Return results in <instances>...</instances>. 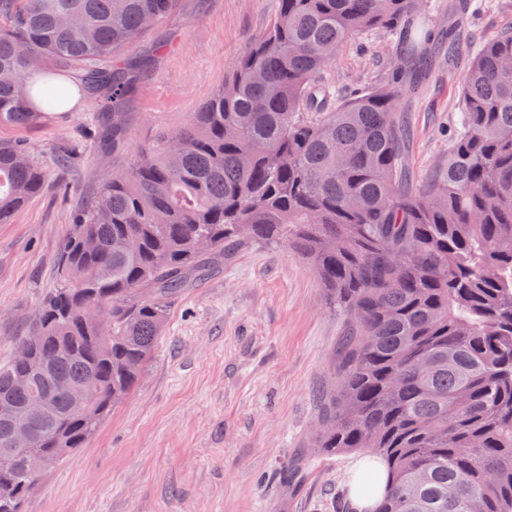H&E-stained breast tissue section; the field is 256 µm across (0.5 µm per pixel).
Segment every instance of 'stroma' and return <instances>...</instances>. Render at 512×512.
Wrapping results in <instances>:
<instances>
[{
	"mask_svg": "<svg viewBox=\"0 0 512 512\" xmlns=\"http://www.w3.org/2000/svg\"><path fill=\"white\" fill-rule=\"evenodd\" d=\"M479 5L467 23L470 56L512 26V0ZM277 9L278 0H178L123 51L149 64L123 104L120 140L88 93L73 110L0 127V141L24 144L48 172L41 192L0 224V363L55 288L59 244L75 214L140 149L188 125ZM392 49L378 36L345 43L329 70L340 93L373 82ZM463 71L437 69L404 100L414 175L448 157ZM344 329L306 257L282 246L239 250L171 300L136 387L84 448L35 479L22 512H348L359 452L314 448ZM294 467L296 483H283Z\"/></svg>",
	"mask_w": 512,
	"mask_h": 512,
	"instance_id": "stroma-1",
	"label": "stroma"
}]
</instances>
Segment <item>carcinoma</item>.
<instances>
[{
    "label": "carcinoma",
    "mask_w": 512,
    "mask_h": 512,
    "mask_svg": "<svg viewBox=\"0 0 512 512\" xmlns=\"http://www.w3.org/2000/svg\"><path fill=\"white\" fill-rule=\"evenodd\" d=\"M174 6L0 0V127L59 109L66 69L85 70L106 90L100 107L120 112L136 64H104ZM434 7L279 0L189 126L98 189L61 244L59 287L19 340L43 370L0 363V448L16 426L40 436L0 471V512H22L27 456L61 463L134 388L169 300L256 243L310 259L346 318L314 443L383 460L390 482L373 512H512V27L469 61L448 163L419 182L402 165L401 103L435 55L454 65L471 34L452 17L476 9L456 0L448 27H416ZM363 34L399 50L371 85L338 95L327 68ZM45 179L26 149L0 142V223ZM98 303L111 323L85 316ZM78 396L83 415L69 412Z\"/></svg>",
    "instance_id": "1"
}]
</instances>
